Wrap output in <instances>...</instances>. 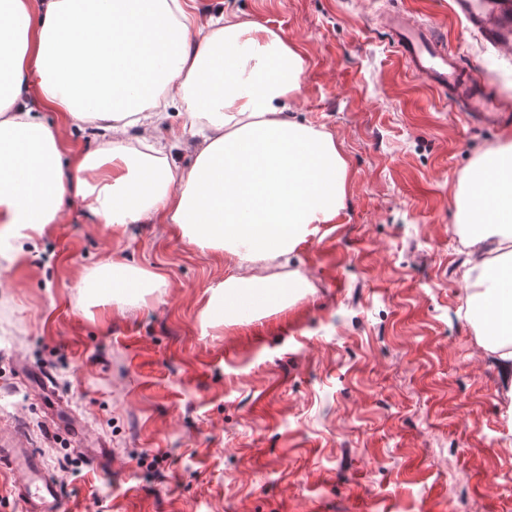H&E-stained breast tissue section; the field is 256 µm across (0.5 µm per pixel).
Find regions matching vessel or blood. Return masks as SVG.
<instances>
[{"label":"vessel or blood","mask_w":512,"mask_h":512,"mask_svg":"<svg viewBox=\"0 0 512 512\" xmlns=\"http://www.w3.org/2000/svg\"><path fill=\"white\" fill-rule=\"evenodd\" d=\"M453 10L485 42L496 47L512 45V0H453ZM388 27L393 47L413 73L478 122L494 125L501 120L497 99L449 51L432 26L397 15L389 18ZM0 464L20 477L13 494L22 512H66L59 487L40 454L14 429H0Z\"/></svg>","instance_id":"b4317fda"}]
</instances>
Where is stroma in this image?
Masks as SVG:
<instances>
[{"label": "stroma", "instance_id": "stroma-1", "mask_svg": "<svg viewBox=\"0 0 512 512\" xmlns=\"http://www.w3.org/2000/svg\"><path fill=\"white\" fill-rule=\"evenodd\" d=\"M232 6L307 65L292 115L332 134L344 206L286 268L311 291L241 322L202 319L234 266L170 224L121 229L73 197L0 277V426L68 512H512V423L465 315L458 230L470 169L512 142L392 50L386 16L433 25L512 115V53L452 0H188ZM163 275L141 300L90 294L107 260Z\"/></svg>", "mask_w": 512, "mask_h": 512}]
</instances>
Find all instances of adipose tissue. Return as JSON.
<instances>
[{
  "label": "adipose tissue",
  "instance_id": "1",
  "mask_svg": "<svg viewBox=\"0 0 512 512\" xmlns=\"http://www.w3.org/2000/svg\"><path fill=\"white\" fill-rule=\"evenodd\" d=\"M204 30L187 0H0V222L7 261L63 216L72 194L91 199L101 223L148 219L175 225L200 250H221L238 274L214 290L208 323L284 309L301 273L253 274L334 223L346 197L347 164L332 136L291 119L305 58L281 34L232 11ZM181 106L203 140L190 168L174 165L154 133ZM54 113L48 122L46 113ZM65 129L100 139L67 152ZM463 239L472 284L467 310L500 370L512 420V143L467 178ZM161 275L107 261L85 288L119 295L159 287Z\"/></svg>",
  "mask_w": 512,
  "mask_h": 512
}]
</instances>
